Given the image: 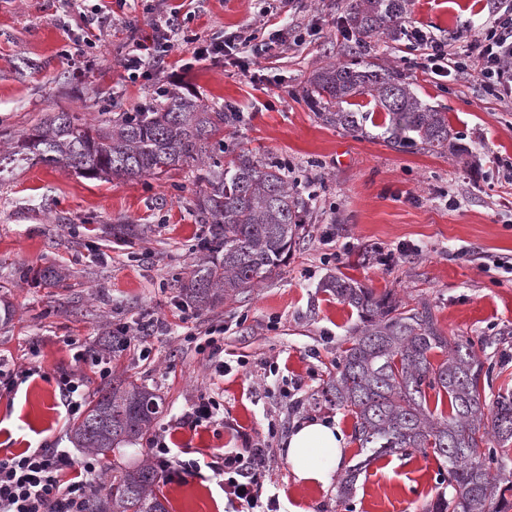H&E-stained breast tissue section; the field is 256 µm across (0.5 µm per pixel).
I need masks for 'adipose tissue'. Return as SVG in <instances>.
Instances as JSON below:
<instances>
[{
  "mask_svg": "<svg viewBox=\"0 0 512 512\" xmlns=\"http://www.w3.org/2000/svg\"><path fill=\"white\" fill-rule=\"evenodd\" d=\"M345 446V436L337 423L315 419L298 424L288 438L286 450L296 480L331 484Z\"/></svg>",
  "mask_w": 512,
  "mask_h": 512,
  "instance_id": "obj_1",
  "label": "adipose tissue"
}]
</instances>
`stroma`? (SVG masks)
I'll use <instances>...</instances> for the list:
<instances>
[{"label": "stroma", "mask_w": 512, "mask_h": 512, "mask_svg": "<svg viewBox=\"0 0 512 512\" xmlns=\"http://www.w3.org/2000/svg\"><path fill=\"white\" fill-rule=\"evenodd\" d=\"M97 2L72 0L65 10L58 0H0V141L47 112L64 108L90 122L101 112L137 111L159 89L184 83L206 104L239 112L230 141L287 165L316 202L303 236L269 278L236 300L199 308L170 286L189 274L204 231L193 212L195 167L108 181L29 162L0 174V300L13 306L11 320L0 321V359L35 371L0 394V456L73 448L74 421L57 379L83 373L89 403L112 378L148 386L160 406L152 431L201 462L184 479H161L168 512H232L221 476L207 463L222 449L261 441L274 451L265 486L278 494L280 512H424L448 488L447 464L430 453L373 461L346 500L338 484L295 480L285 444L307 419L338 421L346 450L337 476L365 457L354 417L317 400L358 323L356 310L320 282L341 274L379 295L428 301L445 335L471 340L489 368L486 398L512 392V275L499 267L512 262V183L501 169L512 162V106L483 97L467 80L423 69L424 47L378 36L371 61L402 73L420 99L447 112L462 148L398 151L323 125L303 98L313 71L352 58L343 24L349 0H136L87 26ZM177 4L191 43L130 79L125 63L135 41ZM497 4L410 0L407 18L461 55ZM281 28L290 33L286 44L247 57L261 76L256 83L230 60L193 57L202 45ZM121 221L148 232L116 245L106 227ZM403 244L418 254L378 264V253ZM55 266L68 269L66 287L22 278L27 268ZM149 322L150 356L134 342L114 349L105 378L75 361V345L94 347L117 326ZM213 325L223 326L224 338L210 360L191 339ZM202 395L220 408L196 426L184 415Z\"/></svg>", "instance_id": "stroma-1"}]
</instances>
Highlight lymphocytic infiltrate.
<instances>
[{
	"mask_svg": "<svg viewBox=\"0 0 512 512\" xmlns=\"http://www.w3.org/2000/svg\"><path fill=\"white\" fill-rule=\"evenodd\" d=\"M179 7H171L164 23L151 38L137 43L128 70L138 71L146 61L163 62L174 48L179 26ZM408 41L426 46L423 66L436 76L466 75L484 94L512 99V7L494 18L492 25L473 39L478 57L468 63L451 57L446 43L427 38L415 26L407 28ZM272 451L264 444L241 453L225 451L214 456L209 467L225 476L224 492L235 512L276 508L277 495H265L264 481ZM97 459H74L64 448H37L0 458V512H85L88 497L102 489Z\"/></svg>",
	"mask_w": 512,
	"mask_h": 512,
	"instance_id": "1",
	"label": "lymphocytic infiltrate"
}]
</instances>
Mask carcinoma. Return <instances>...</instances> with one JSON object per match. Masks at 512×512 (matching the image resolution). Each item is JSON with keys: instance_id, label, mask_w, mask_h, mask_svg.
Wrapping results in <instances>:
<instances>
[{"instance_id": "1", "label": "carcinoma", "mask_w": 512, "mask_h": 512, "mask_svg": "<svg viewBox=\"0 0 512 512\" xmlns=\"http://www.w3.org/2000/svg\"><path fill=\"white\" fill-rule=\"evenodd\" d=\"M409 0H351L346 24L354 46L352 60L312 73L303 89L322 124L366 136V124L381 128L387 146H421L458 153L448 113L423 103L398 71L365 60L378 33L403 35ZM164 101L140 112H124L94 124L72 112L46 113L17 140L4 158L39 160L71 169L85 178L159 176L192 164L201 183L194 200L205 237L189 275L174 287L198 307L236 299L258 286L283 262L300 238L314 195H302L298 182L277 161L262 159L224 141V127L238 121L203 103L191 90L163 91ZM382 123H376L379 116ZM115 241L144 236L142 224H111ZM24 277L64 286L69 273L50 268ZM322 287L356 309L359 325L322 389L332 406L350 412L354 438L366 452L340 481L341 497L351 496L363 468L409 449H432L448 462L451 494L439 493L429 512H512V470L488 454L490 442H512V394L489 403L481 395L487 377L469 340L451 338L438 325L426 301L413 305L376 295L358 282L336 275ZM446 358L430 362L432 351ZM447 396L448 415L429 409L426 390ZM157 396L119 380L71 428L74 442L107 455L142 436L158 414ZM158 472L149 460L112 468V487L91 496L85 512H168L154 491Z\"/></svg>"}]
</instances>
